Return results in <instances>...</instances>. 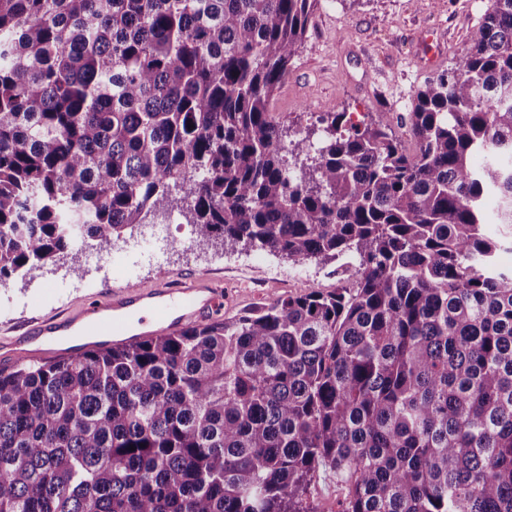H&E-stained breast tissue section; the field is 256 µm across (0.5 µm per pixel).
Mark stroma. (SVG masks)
Listing matches in <instances>:
<instances>
[{
	"label": "stroma",
	"instance_id": "35a3bbf8",
	"mask_svg": "<svg viewBox=\"0 0 512 512\" xmlns=\"http://www.w3.org/2000/svg\"><path fill=\"white\" fill-rule=\"evenodd\" d=\"M494 0H319L303 46L278 89L272 111L291 131H302L324 112L354 119L388 113L406 152L415 142L408 131L417 91L450 70L468 46V36ZM444 36L436 65L423 66V34ZM66 279L52 265L0 287V342L16 338L31 319L65 317L101 299L107 284L132 282L154 288L192 274H207L227 288L225 316L303 291H329L338 280L331 266H295L260 250L200 244L193 225L172 214L136 227L99 264L66 261Z\"/></svg>",
	"mask_w": 512,
	"mask_h": 512
}]
</instances>
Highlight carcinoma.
Segmentation results:
<instances>
[{"label": "carcinoma", "mask_w": 512, "mask_h": 512, "mask_svg": "<svg viewBox=\"0 0 512 512\" xmlns=\"http://www.w3.org/2000/svg\"><path fill=\"white\" fill-rule=\"evenodd\" d=\"M316 3L0 0L1 286L175 211L359 258L328 292L0 368V512H318L320 472L336 512H512V241L486 229L512 226V0L417 92L411 154L385 112L284 144ZM315 504L318 510L325 512L326 510H336V500L340 495V487L336 480L329 478H320L316 484Z\"/></svg>", "instance_id": "cac0c4a2"}]
</instances>
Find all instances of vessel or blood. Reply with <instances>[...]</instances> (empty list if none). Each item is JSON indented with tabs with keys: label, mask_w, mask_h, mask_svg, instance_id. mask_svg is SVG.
I'll list each match as a JSON object with an SVG mask.
<instances>
[{
	"label": "vessel or blood",
	"mask_w": 512,
	"mask_h": 512,
	"mask_svg": "<svg viewBox=\"0 0 512 512\" xmlns=\"http://www.w3.org/2000/svg\"><path fill=\"white\" fill-rule=\"evenodd\" d=\"M223 302L222 286L202 275L146 290L131 284L112 286L98 305L68 319L42 318L30 322L19 339L45 343L80 328L97 342L130 344L193 322L212 320Z\"/></svg>",
	"instance_id": "vessel-or-blood-1"
}]
</instances>
